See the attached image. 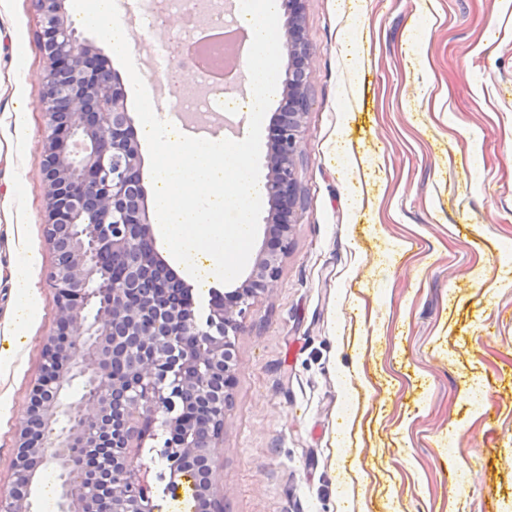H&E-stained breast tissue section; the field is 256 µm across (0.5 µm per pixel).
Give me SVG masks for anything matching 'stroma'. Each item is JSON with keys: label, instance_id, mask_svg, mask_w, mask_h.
I'll return each instance as SVG.
<instances>
[{"label": "stroma", "instance_id": "35a3bbf8", "mask_svg": "<svg viewBox=\"0 0 512 512\" xmlns=\"http://www.w3.org/2000/svg\"><path fill=\"white\" fill-rule=\"evenodd\" d=\"M302 25V205L275 288L234 338L215 450L224 512H512V0H303ZM168 38L163 26L135 38L145 84H162ZM46 73L32 0H0L2 489L56 318ZM165 438L156 427L134 455L155 512H192Z\"/></svg>", "mask_w": 512, "mask_h": 512}]
</instances>
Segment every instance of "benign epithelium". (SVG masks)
Segmentation results:
<instances>
[{
	"instance_id": "7a95c632",
	"label": "benign epithelium",
	"mask_w": 512,
	"mask_h": 512,
	"mask_svg": "<svg viewBox=\"0 0 512 512\" xmlns=\"http://www.w3.org/2000/svg\"><path fill=\"white\" fill-rule=\"evenodd\" d=\"M48 73L38 102L46 182L45 232L56 253L48 278L56 328L43 346L14 449L13 481L0 512H31L32 488L48 467L61 471V512H153L150 488L130 448L156 423L174 430L172 468L197 463L195 512H224L212 448L224 438L237 366L239 317L275 287L299 202L295 160L309 108L310 48L299 13L288 17L277 151L266 189L276 242L260 250L245 280L213 298L200 321L185 283L156 247L145 203L139 145L124 91L94 46L71 28L64 0H33ZM124 262L107 280L101 266ZM81 379L77 400L65 383ZM203 412L200 423L183 411Z\"/></svg>"
}]
</instances>
